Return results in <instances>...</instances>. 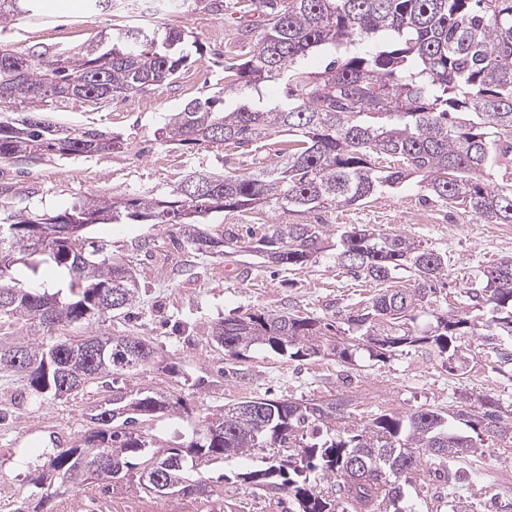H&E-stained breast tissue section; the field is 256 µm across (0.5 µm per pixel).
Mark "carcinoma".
Here are the masks:
<instances>
[{
  "instance_id": "1",
  "label": "carcinoma",
  "mask_w": 512,
  "mask_h": 512,
  "mask_svg": "<svg viewBox=\"0 0 512 512\" xmlns=\"http://www.w3.org/2000/svg\"><path fill=\"white\" fill-rule=\"evenodd\" d=\"M224 15V0H167L175 10L188 2ZM240 12L260 13L255 53L224 65V91L245 97L231 111L221 95H202L169 115L159 129L166 146H233L247 150L284 133L288 147L271 168L252 174L203 173L201 192L183 181L168 196L135 198L98 195L56 215L25 208L0 225V319L21 320L29 338H0V355L24 352L37 365L15 372L41 397L75 396L110 377L126 379L151 365L174 375V362L158 356L145 336H114L104 358L82 353L84 337L61 330L116 318L137 301L140 282L132 261L89 240L95 224L148 222L178 227L183 245L199 253L222 254L232 236L215 237L200 228L224 212L311 213L349 208L397 191L417 178L436 202L463 209L486 224H512V0H241ZM40 0H0V23L32 15ZM192 35L177 29L116 27L74 53L0 45V95L41 103L104 102L149 86L173 83L189 55L181 46ZM332 50L338 57L323 71L308 68L310 57ZM287 78L286 99L267 102V83ZM124 139L96 128L52 124L36 112L0 119V162H42L69 156L120 153ZM503 171L496 179L493 171ZM255 251L290 270L325 253L348 273L380 285L368 306L343 318L346 329L332 341V324L309 316L268 311L228 317L212 330L224 355L239 358L257 346L291 357L318 356L328 344L345 363L354 362L358 341L375 359L401 347L428 345L449 360L471 334L470 305L486 306L490 324L485 345L505 364L499 337L512 336V255L479 270L462 285L459 307L442 309L448 287V258L398 234L367 226L343 231L328 224H272ZM57 269L52 285L18 286L15 274ZM412 273V287L397 286L396 274ZM127 295L111 305L110 293ZM434 319L416 334L407 328L414 313ZM484 410L425 408L410 415L381 412L351 428L342 425L347 402L322 403L252 398L205 409L182 443L165 448L133 428L139 420L180 416V399L164 392L136 391L112 404V422H94L80 444L44 455L31 479L40 509L100 480L105 457L120 458L124 472L140 473L156 453L181 460L176 471L200 493L220 492L224 475L211 470L229 457L262 453L264 469L243 474L262 490L285 493L293 512H336L344 499L356 512H403L401 482L426 462L448 471L476 447L466 429L494 438L512 436L499 400L481 398ZM330 435L321 439L320 429ZM361 460L353 468L350 461ZM331 479L322 487L311 477Z\"/></svg>"
}]
</instances>
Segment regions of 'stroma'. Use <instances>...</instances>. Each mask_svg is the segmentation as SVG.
I'll list each match as a JSON object with an SVG mask.
<instances>
[{"mask_svg": "<svg viewBox=\"0 0 512 512\" xmlns=\"http://www.w3.org/2000/svg\"><path fill=\"white\" fill-rule=\"evenodd\" d=\"M65 2L42 0L38 16L0 24V44L19 51L63 53L88 44L112 26L153 22L193 33L197 48L176 86H152L138 93L142 107L137 111L127 110L121 98L93 112L76 100L40 108L13 100L0 103L4 116L36 110L50 123L91 126L125 140L123 152L112 155L0 163V199L9 208L56 214L92 194L129 197L151 191L162 196L198 172L247 174L264 166L262 150L240 155L224 146L172 149L155 139L169 113L223 88L222 47L239 44L242 23L234 8H225L217 17L203 10L169 12L162 0H131V8L114 12L91 7L77 12ZM304 222L337 229L365 224L421 241L447 255V292L452 298L463 275L512 254V224L480 222L464 210L425 199L423 189L413 183L348 209L218 215L207 230L219 236L235 229L239 250L231 259L177 247V232L168 224H98L91 227L90 237L134 261L140 297L122 318L72 326L67 333L84 336L94 330L152 338L167 360L181 365L185 376L174 378L150 366L127 379V388L174 393L193 414L252 397L309 403L343 398L355 424L381 412L408 415L428 405L474 413L484 395L499 398L502 410L512 411V364L494 363L478 336L461 341L466 363L462 372L425 347L381 360L360 349L351 364L334 355L292 361L263 348L236 359L218 349L212 329L225 317L265 310L336 322L350 310L369 305L377 294L372 281L353 278L330 255L288 270L263 262L252 250L263 226ZM141 239L149 240V251L135 249ZM111 396V386L93 385L78 396L46 402L24 391L16 376L0 372V512H32L29 480L43 453L78 444L91 426V414ZM476 446L475 453L454 465L456 487H449L447 478L429 467L411 474L403 484L405 512H451L453 500L465 503L469 512H512V447L485 435L477 437ZM262 465L258 458L225 462L224 492L208 499L151 495L128 476L112 489L96 485L68 491L65 500L78 504V512H290L287 496L240 480V473Z\"/></svg>", "mask_w": 512, "mask_h": 512, "instance_id": "obj_1", "label": "stroma"}]
</instances>
